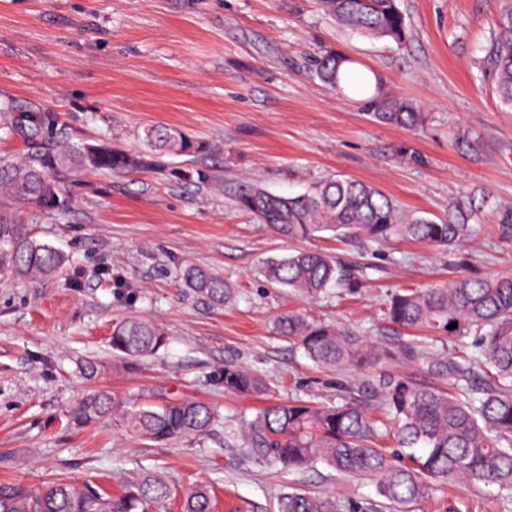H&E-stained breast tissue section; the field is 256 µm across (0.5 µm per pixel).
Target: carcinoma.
<instances>
[{
	"mask_svg": "<svg viewBox=\"0 0 512 512\" xmlns=\"http://www.w3.org/2000/svg\"><path fill=\"white\" fill-rule=\"evenodd\" d=\"M323 10L355 32L402 43L407 35L398 0H321ZM482 71L500 101L512 109V0H502L497 32L483 48ZM353 60L334 50L313 59L316 76L343 90ZM374 120L412 128L422 113L409 101L385 92L379 75H363L349 85ZM5 135H21L27 151L22 158L0 157V272L36 278L64 269L69 259L27 232L17 208L44 215L64 209L62 179L71 173L134 174L153 169L164 156L194 159L210 150L209 143L164 125L138 132L144 146L132 151L107 138L74 141L68 128L41 112H17L3 126ZM239 209L290 241L332 231L369 242L401 236L435 247H451L477 232V225L436 222L403 216L386 194L358 180L328 178L312 190L281 195L258 183L241 186ZM497 231L512 241V206L498 211ZM259 274L269 283L301 298L314 299L326 288H354L357 280L330 255L309 249L262 262ZM182 282L194 296L213 307L229 302L235 289L223 278L188 265ZM384 319L401 328H422L449 336H476L477 353L448 357L454 382L436 388L404 375L370 373L378 354L362 336L334 324L310 322L288 312L277 319L278 332L297 341L315 364L363 369V396L334 405L305 401L270 403L247 421L249 448L281 470L322 464L375 481L388 502L409 506L425 498L435 483L512 490V277L460 274L444 287L402 288L391 294ZM457 324L454 329L450 324ZM168 333L157 322L130 319L115 328L112 353L127 363L166 349ZM492 375L485 388L470 385L474 365ZM224 390L252 396L267 392L257 373L234 362L224 364ZM110 418L134 437L160 443L208 434L216 415L204 402L182 399L131 403L121 395L93 389L79 401L74 420L81 424ZM173 494L171 485L153 472L128 477L123 492L59 479L41 489L0 481V512H146L151 504ZM329 497L283 487L278 512H337ZM183 512H212L206 485L183 494Z\"/></svg>",
	"mask_w": 512,
	"mask_h": 512,
	"instance_id": "obj_1",
	"label": "carcinoma"
}]
</instances>
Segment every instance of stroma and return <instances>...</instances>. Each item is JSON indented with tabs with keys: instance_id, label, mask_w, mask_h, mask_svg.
<instances>
[{
	"instance_id": "obj_1",
	"label": "stroma",
	"mask_w": 512,
	"mask_h": 512,
	"mask_svg": "<svg viewBox=\"0 0 512 512\" xmlns=\"http://www.w3.org/2000/svg\"><path fill=\"white\" fill-rule=\"evenodd\" d=\"M499 0H400L402 44L348 31L319 0H0V102L53 114L75 139L106 136L138 148L137 131L165 124L208 141L197 167L220 185L172 175L180 161L127 176L68 178L67 210L49 219L20 211L31 236L72 257L58 276L0 273V480L34 488L67 477L118 491L137 471L175 489L213 486L212 512H277L286 484L335 497L339 512H393L373 481L317 466L281 473L255 455L241 426L257 400L225 392L219 373L241 364L263 377L275 401L339 402L355 368L329 369L280 336L276 320L298 311L368 337L378 371L443 386L431 356L472 352V337L402 330L382 318L391 293L455 277L457 255L474 276H512V242L494 231L512 204V110L483 78ZM350 57L353 74L375 72L424 114L415 129L373 121L359 99L324 85L311 59ZM343 176L386 193L406 214L437 221L476 204V235L459 248L395 237L376 244L330 232L299 243L240 210L234 191L254 177L269 191L301 193ZM319 249L364 269L359 288H332L309 302L266 283V258ZM236 289L213 308L183 288L184 264ZM130 318L168 332L165 351L129 368L109 338ZM412 347L406 358L403 347ZM103 363L92 380L78 370ZM91 388L129 399L154 392L209 403V435L153 444L112 421L74 429L70 416ZM512 512V493L439 484L411 512Z\"/></svg>"
}]
</instances>
